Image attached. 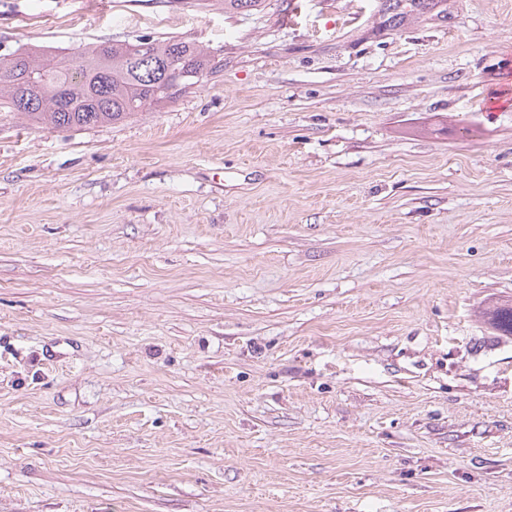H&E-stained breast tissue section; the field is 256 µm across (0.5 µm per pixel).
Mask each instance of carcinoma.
I'll use <instances>...</instances> for the list:
<instances>
[{
	"mask_svg": "<svg viewBox=\"0 0 512 512\" xmlns=\"http://www.w3.org/2000/svg\"><path fill=\"white\" fill-rule=\"evenodd\" d=\"M395 18L424 12L436 0H386ZM267 0H224V12H261ZM80 61L81 80L66 61ZM0 110L16 112L30 121L58 131L93 128L153 112L177 94L201 87L204 78L223 67L209 48L177 36L100 40L65 53L60 48H17L0 58ZM183 77L165 85L166 70ZM490 324L502 336H512V302L486 310Z\"/></svg>",
	"mask_w": 512,
	"mask_h": 512,
	"instance_id": "cac0c4a2",
	"label": "carcinoma"
}]
</instances>
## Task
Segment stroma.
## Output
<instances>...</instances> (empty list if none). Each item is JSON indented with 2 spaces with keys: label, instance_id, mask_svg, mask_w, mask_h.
<instances>
[{
  "label": "stroma",
  "instance_id": "obj_1",
  "mask_svg": "<svg viewBox=\"0 0 512 512\" xmlns=\"http://www.w3.org/2000/svg\"><path fill=\"white\" fill-rule=\"evenodd\" d=\"M224 67L0 112V512H512V0H0V55ZM438 2L434 0H386L387 10L393 13L395 19L407 17L411 12L431 10ZM17 48L0 58V110L58 131L93 128L153 112L201 87L224 64L208 47L177 36L100 40L76 52ZM80 61L79 83L66 65ZM1 63L4 73L1 74ZM185 74L164 85L165 71ZM490 324L502 336H512V302L493 306L486 310Z\"/></svg>",
  "mask_w": 512,
  "mask_h": 512
}]
</instances>
